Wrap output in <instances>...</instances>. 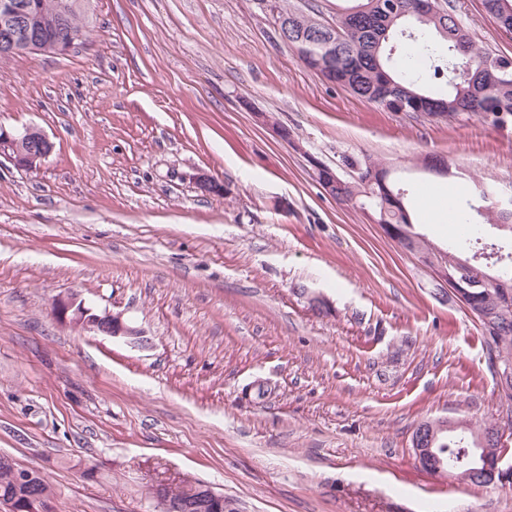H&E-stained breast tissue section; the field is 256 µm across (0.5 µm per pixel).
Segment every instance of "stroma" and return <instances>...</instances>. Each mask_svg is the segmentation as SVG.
<instances>
[{
    "label": "stroma",
    "instance_id": "35a3bbf8",
    "mask_svg": "<svg viewBox=\"0 0 512 512\" xmlns=\"http://www.w3.org/2000/svg\"><path fill=\"white\" fill-rule=\"evenodd\" d=\"M455 5L512 56L481 0ZM90 14L65 54L0 58V126L53 144L33 173L0 158V455L48 477L55 512H156L154 487L184 478L222 491L224 512H512V488L432 474L412 447L421 421L501 409L473 316L311 166L380 161L444 249L454 227L425 195L512 194V122L362 101L304 66L266 0ZM428 154L451 175L424 171ZM70 293L149 347L57 320Z\"/></svg>",
    "mask_w": 512,
    "mask_h": 512
}]
</instances>
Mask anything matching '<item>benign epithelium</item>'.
I'll return each instance as SVG.
<instances>
[{"instance_id":"1","label":"benign epithelium","mask_w":512,"mask_h":512,"mask_svg":"<svg viewBox=\"0 0 512 512\" xmlns=\"http://www.w3.org/2000/svg\"><path fill=\"white\" fill-rule=\"evenodd\" d=\"M44 25L42 14L29 10L20 0H0V32L6 39L0 42V53L9 54H40L44 52L50 41L40 37L39 28ZM52 150L48 137L37 128H27L15 132L0 126V156L7 157L14 167L29 172L40 169ZM53 311L58 320L71 324L74 328L92 336H109L121 338L128 345L139 348L145 346L147 339L144 331L126 324L121 315L110 312L97 313L93 308L75 294L59 296L53 302ZM450 430L443 421H426L419 428L416 443L418 461L424 468L431 469V460L437 456L433 448L439 435ZM512 437V415L503 412L498 416L494 440L497 445L506 444ZM504 456L496 461H489L487 452L472 462V468L465 475L484 473L489 483H498L503 487L512 484V464L503 465ZM156 498L162 512H190L192 506L181 502H172L163 496L162 488H154ZM0 506L6 512H51V503L45 500H34L27 504H17L13 500L0 499Z\"/></svg>"}]
</instances>
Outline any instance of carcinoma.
<instances>
[{
    "label": "carcinoma",
    "instance_id": "1",
    "mask_svg": "<svg viewBox=\"0 0 512 512\" xmlns=\"http://www.w3.org/2000/svg\"><path fill=\"white\" fill-rule=\"evenodd\" d=\"M32 2L41 8L49 31L60 33L89 27L85 10L70 9L74 0ZM356 2L357 5L336 18L338 27L347 28L348 40L343 48L336 49L333 56L325 41L314 39L313 45L300 52V59L307 68L322 76L327 70L336 73V84L390 112L416 105L422 108L418 116L424 119L434 112L451 110L457 115H477L492 125L497 124L503 113L512 116V76L509 81H503L501 70L503 64L512 63V58L479 47L465 26L456 23L454 0L439 3L440 16H410L395 21L387 11L388 0ZM482 4L500 29L512 32V11H507L512 0H482ZM272 7L280 16H296L295 26L308 29V14L290 9L280 0H273ZM431 32L446 43L447 50L441 52L429 44L427 36ZM404 36L412 41L415 50L427 54L430 60L428 68L415 76L398 73L392 66L395 43ZM461 60L470 63V75L466 79H459L453 73V65ZM342 162L353 173L360 169L367 174L370 169L381 167L369 157L360 160L344 156ZM317 182L339 203L356 201L362 206L369 205L379 223L388 224L398 232L400 248L417 255L423 263L446 270L449 278L467 291L461 298L450 291L448 300L469 308L479 323L489 368L495 373L499 365L512 367V304L502 303L505 296H512V267L504 265L492 271V266L500 262L496 257L499 253L496 244L481 242L479 229L473 228L465 235H455L448 250L442 252L415 231L411 214L393 183L383 187L341 176L332 183L320 174ZM494 197L491 188L474 182L465 192V210L486 218L500 231L512 233V206L505 211L494 204ZM457 431L454 436L441 435L435 443V447L441 449L442 476H456L467 462V451L475 447L468 424L460 425ZM16 467L15 462L0 467V497L52 499V486L41 472L32 485L16 486L12 479ZM166 492L171 498L184 501L206 496L207 488L204 483L195 481L174 489L168 487Z\"/></svg>",
    "mask_w": 512,
    "mask_h": 512
}]
</instances>
